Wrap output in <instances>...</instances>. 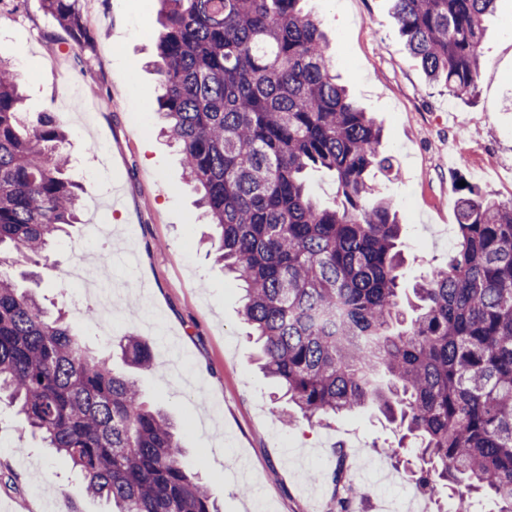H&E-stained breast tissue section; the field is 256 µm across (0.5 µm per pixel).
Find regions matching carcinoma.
<instances>
[{
	"label": "carcinoma",
	"instance_id": "carcinoma-1",
	"mask_svg": "<svg viewBox=\"0 0 512 512\" xmlns=\"http://www.w3.org/2000/svg\"><path fill=\"white\" fill-rule=\"evenodd\" d=\"M78 2L41 0L76 44L88 38ZM160 2V114L241 283L266 375L310 425L377 407L398 435L384 452L415 458L405 472L434 505L512 512V200L457 187V241L403 296L402 225L368 180L393 159L302 0ZM392 2L427 79L472 93L496 0ZM23 101L0 59V266L38 263L80 223L86 193L65 177L63 127ZM317 169L336 179L335 208L310 191ZM118 347L126 366L151 368L144 338ZM2 400L112 512H221L137 377L0 270ZM328 482L336 512H351L345 466Z\"/></svg>",
	"mask_w": 512,
	"mask_h": 512
}]
</instances>
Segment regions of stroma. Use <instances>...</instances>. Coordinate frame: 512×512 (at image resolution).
I'll list each match as a JSON object with an SVG mask.
<instances>
[{"instance_id":"1","label":"stroma","mask_w":512,"mask_h":512,"mask_svg":"<svg viewBox=\"0 0 512 512\" xmlns=\"http://www.w3.org/2000/svg\"><path fill=\"white\" fill-rule=\"evenodd\" d=\"M91 43L72 44L39 0H0V56L28 69L25 109L53 113L68 133L69 176L86 186L81 224L53 243L39 267L45 307L64 309L89 346L112 353L121 337L148 335L153 366L138 372L146 401L178 425L193 470L223 512H331L322 474L345 448L367 468L384 464L394 478L364 494V512L384 500L423 503L385 450L397 436L373 411L340 415L311 427L286 422L289 408L259 370L241 292L209 256L210 225L187 184L181 155L160 132L159 75L151 62L160 29L157 0H79ZM328 41L334 72L382 126L380 149L395 159L388 177L369 180L398 205L403 225L402 281L445 261L457 237L454 186L465 178L501 201L512 199V0H497L485 22L473 94L450 96L428 81L408 51L391 0H305ZM107 143L98 157L91 144ZM112 226L119 246L96 226ZM87 262L117 311L88 320L95 298L68 284ZM0 461L16 480L0 484V512H105L78 491L70 463L43 448L12 407L0 404ZM39 472L29 486L26 477Z\"/></svg>"}]
</instances>
